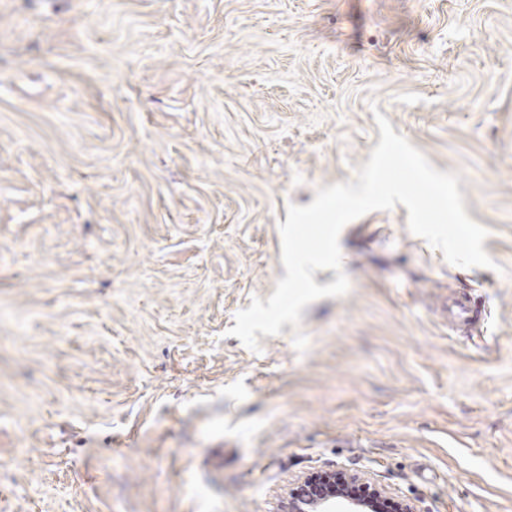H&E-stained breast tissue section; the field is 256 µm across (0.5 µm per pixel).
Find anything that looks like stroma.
<instances>
[{"instance_id":"35a3bbf8","label":"stroma","mask_w":512,"mask_h":512,"mask_svg":"<svg viewBox=\"0 0 512 512\" xmlns=\"http://www.w3.org/2000/svg\"><path fill=\"white\" fill-rule=\"evenodd\" d=\"M378 113L497 270L373 211L307 351L248 349L288 204L353 180ZM338 468L512 512V0H0V512H280Z\"/></svg>"}]
</instances>
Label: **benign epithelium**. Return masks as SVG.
<instances>
[{
    "mask_svg": "<svg viewBox=\"0 0 512 512\" xmlns=\"http://www.w3.org/2000/svg\"><path fill=\"white\" fill-rule=\"evenodd\" d=\"M336 498L347 501L361 499L375 510L383 504L388 512H415L413 504L387 494L371 478L343 469L312 472L299 477L288 492L284 512H304L308 503H323Z\"/></svg>",
    "mask_w": 512,
    "mask_h": 512,
    "instance_id": "1",
    "label": "benign epithelium"
}]
</instances>
